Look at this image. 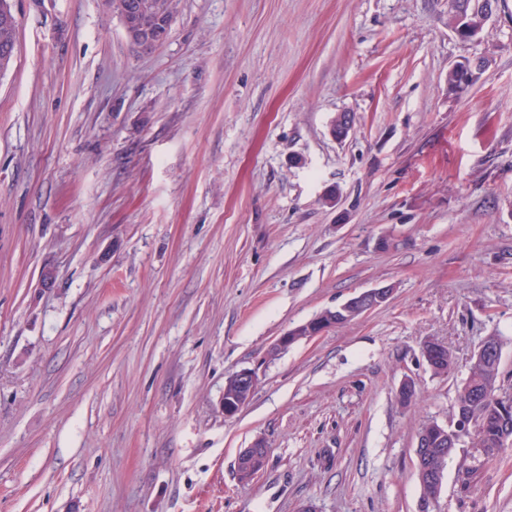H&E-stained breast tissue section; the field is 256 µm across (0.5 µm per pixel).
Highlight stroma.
Here are the masks:
<instances>
[{"instance_id":"35a3bbf8","label":"stroma","mask_w":512,"mask_h":512,"mask_svg":"<svg viewBox=\"0 0 512 512\" xmlns=\"http://www.w3.org/2000/svg\"><path fill=\"white\" fill-rule=\"evenodd\" d=\"M13 9L0 512H512V445L462 442L429 503L415 456L487 337L512 390V0L472 41L448 0H179L152 51L100 0ZM471 56L485 70L451 92ZM242 369L255 390L228 417ZM392 294L391 288H372L369 290L361 291L348 299L345 303L337 306L332 312L326 313L329 310L323 311L318 316L325 314V316L315 320H309L305 324L291 329L280 336L273 346V352L279 353L288 349L290 345L300 338H312L324 332L330 327L341 324L343 321L352 317H358L366 314L375 308L386 303ZM317 316V317H318ZM321 320V322H314ZM328 322V325H326ZM306 326L307 330L304 335L301 334V328ZM255 374L247 369L230 375L224 385V414L235 415L250 400L256 386ZM269 450L262 441L244 448L237 458V475L242 483H248L265 465Z\"/></svg>"}]
</instances>
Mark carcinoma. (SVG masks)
<instances>
[{
    "label": "carcinoma",
    "mask_w": 512,
    "mask_h": 512,
    "mask_svg": "<svg viewBox=\"0 0 512 512\" xmlns=\"http://www.w3.org/2000/svg\"><path fill=\"white\" fill-rule=\"evenodd\" d=\"M138 1L145 6L142 23H149L150 16L158 2H163L170 14H175L177 0H101V7L117 17L129 16L135 22L138 16L128 14L127 6ZM17 40V25L0 20V68L6 69L14 55ZM471 82L470 76L461 70H448V88L457 93ZM500 363L472 362L468 368L467 382L458 390L453 406V414L471 415L479 426L478 448L487 457L497 453L503 446V440L512 438V406L501 411L492 399L473 398L466 390H481L485 383L499 384ZM426 452L423 454L422 467H432L445 471L448 459L453 453L445 448L447 431L445 426L430 423L424 429Z\"/></svg>",
    "instance_id": "cac0c4a2"
}]
</instances>
